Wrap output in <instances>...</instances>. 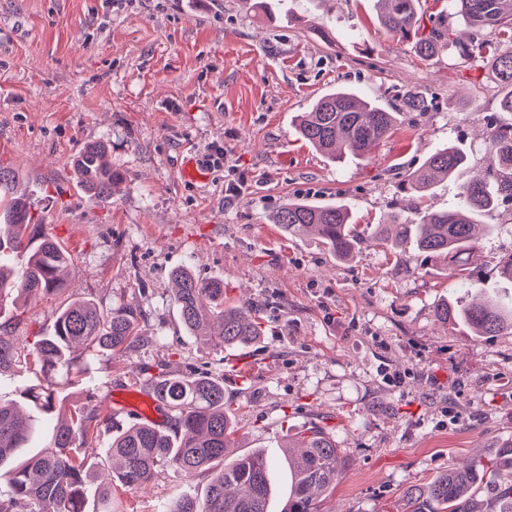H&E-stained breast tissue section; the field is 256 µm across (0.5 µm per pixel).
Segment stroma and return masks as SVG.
Masks as SVG:
<instances>
[{"label":"stroma","instance_id":"35a3bbf8","mask_svg":"<svg viewBox=\"0 0 512 512\" xmlns=\"http://www.w3.org/2000/svg\"><path fill=\"white\" fill-rule=\"evenodd\" d=\"M252 2L0 0V164L73 251L68 293L138 312L139 343L82 361L58 396L73 408L117 388L151 393L146 366L222 372L243 425L238 453L260 448L272 462L271 512L290 486L285 439L313 427L341 459L320 512H404L408 489L512 446V332L441 322L437 305L461 294L456 271L376 245L371 228L448 209L491 161V119L512 114L499 109L486 61L451 50L420 60L380 27L373 0H283L271 21ZM339 86L400 114L360 160L330 159L296 130V115ZM411 88L427 111L400 113ZM101 141L120 179L97 201L74 161ZM216 144L223 165L207 182L185 180V160L205 163ZM450 144L465 168L425 198L402 190ZM296 200L346 204L362 238L354 257L271 223ZM487 221L493 232L459 265L508 300L500 267L512 255V204ZM184 265L223 278L227 302L255 308L256 344H208L184 329L169 296ZM56 307L29 298L13 336L47 335ZM207 483L162 468L147 489L115 494L112 512H161Z\"/></svg>","mask_w":512,"mask_h":512}]
</instances>
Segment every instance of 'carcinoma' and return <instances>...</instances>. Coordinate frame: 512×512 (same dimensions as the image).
Wrapping results in <instances>:
<instances>
[{
  "instance_id": "carcinoma-1",
  "label": "carcinoma",
  "mask_w": 512,
  "mask_h": 512,
  "mask_svg": "<svg viewBox=\"0 0 512 512\" xmlns=\"http://www.w3.org/2000/svg\"><path fill=\"white\" fill-rule=\"evenodd\" d=\"M378 21L390 34L409 42L422 60L441 49L462 57L477 55L490 61L504 92L499 107L512 113V0H451L470 28L462 37L439 15L426 27L419 0H377ZM492 36L482 37L485 30ZM389 112L349 88H338L317 100L301 116L299 135L333 159L347 155L361 159L383 140L397 123ZM490 153L494 165L464 183L456 203L443 211H423L417 221L376 224L371 239L390 250L410 246L426 259L458 262L476 247L477 218L491 215L499 204L512 202V123L492 129ZM103 143L86 147L76 159L83 190L93 199L112 195L118 174L107 161ZM465 156L453 146L430 155L407 179L415 193L429 191L438 177L453 175ZM14 172L0 167V310L32 295L55 298L63 292V271L73 254L52 233L31 204L17 195ZM273 223L292 237L314 232L338 258L353 257L362 238L352 213L344 204L323 205L293 201L276 211ZM11 252L24 256L15 269L1 259ZM173 301L184 327L203 341L228 347H246L261 336L252 307L224 304V279L201 280L187 269L172 276ZM459 285L474 297L462 306L443 302L436 308L444 323L463 322L477 336H497L512 330V306L500 302L484 282L469 273ZM133 311L104 310L90 297L65 299L53 316V331L33 346L0 334V373L15 366H31L43 380L23 393L27 410L17 403L0 404V512H84L89 493L98 495L102 512H112V494L136 493L154 478L160 467L186 476H209L203 498L183 495L168 512H270L271 461L262 450L224 462L235 444L238 424L224 402V382L208 374L154 376L153 397L170 413L166 429L133 424L112 431L105 448L98 446L101 427L109 420L99 408H75L60 415L55 378L73 373L71 354L77 347L91 356L129 347L137 340ZM56 419L46 448L18 461L37 429L39 419ZM103 455L110 467L104 480L88 456ZM291 485L280 512H318L317 494L336 487L340 475L339 449L328 433L314 427L301 434L297 453L287 455ZM485 466L450 469L406 492L409 512H478L465 494L476 487ZM490 474L498 483L497 512H512V477Z\"/></svg>"
}]
</instances>
